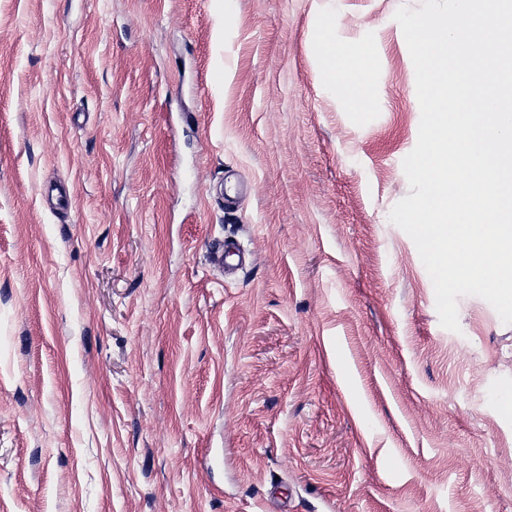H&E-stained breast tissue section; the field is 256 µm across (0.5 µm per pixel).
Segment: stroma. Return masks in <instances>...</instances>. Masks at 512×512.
<instances>
[{"mask_svg": "<svg viewBox=\"0 0 512 512\" xmlns=\"http://www.w3.org/2000/svg\"><path fill=\"white\" fill-rule=\"evenodd\" d=\"M402 6L0 0V512H512V325L389 220ZM336 51V41H329L326 46V54L330 62L331 79L334 83L340 82L345 86L352 108L363 109L368 103L367 89L360 82H351L345 66L340 63L336 64Z\"/></svg>", "mask_w": 512, "mask_h": 512, "instance_id": "1", "label": "stroma"}]
</instances>
